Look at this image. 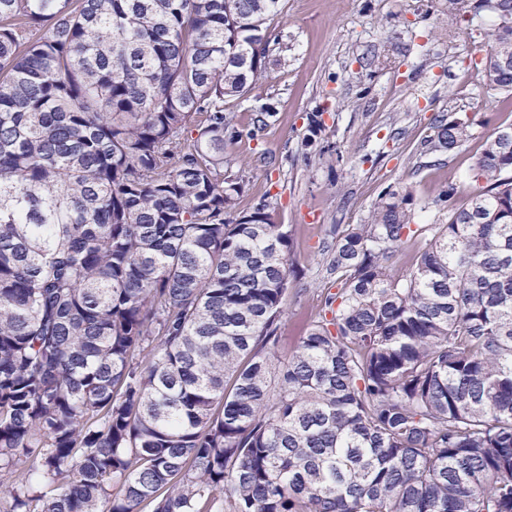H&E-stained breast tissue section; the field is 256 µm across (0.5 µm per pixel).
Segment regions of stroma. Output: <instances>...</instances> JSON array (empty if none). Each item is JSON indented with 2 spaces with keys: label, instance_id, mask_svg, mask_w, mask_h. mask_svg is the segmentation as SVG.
<instances>
[{
  "label": "stroma",
  "instance_id": "stroma-1",
  "mask_svg": "<svg viewBox=\"0 0 512 512\" xmlns=\"http://www.w3.org/2000/svg\"><path fill=\"white\" fill-rule=\"evenodd\" d=\"M495 22L484 14L449 24L445 0H282L270 18L266 77L224 101L237 130L224 142V172L245 184L238 211L268 204L293 230L298 275L279 330L283 353L336 287L323 252L335 225L366 223L380 196L399 187L422 205L420 224L440 223L435 200L446 184L456 186L451 206L467 204L488 136L512 125V110L483 81H463L486 53L475 27ZM266 108L274 116L257 126ZM313 112L322 119L315 137ZM440 115L468 118L471 136L434 166L424 144Z\"/></svg>",
  "mask_w": 512,
  "mask_h": 512
}]
</instances>
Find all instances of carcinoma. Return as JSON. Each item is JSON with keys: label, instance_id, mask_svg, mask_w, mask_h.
<instances>
[{"label": "carcinoma", "instance_id": "1", "mask_svg": "<svg viewBox=\"0 0 512 512\" xmlns=\"http://www.w3.org/2000/svg\"><path fill=\"white\" fill-rule=\"evenodd\" d=\"M280 2L0 0L6 512H512V127L446 223L405 187L336 225V292L281 358L292 230L224 176ZM490 13L512 103V0ZM469 137L443 117L425 152Z\"/></svg>", "mask_w": 512, "mask_h": 512}]
</instances>
